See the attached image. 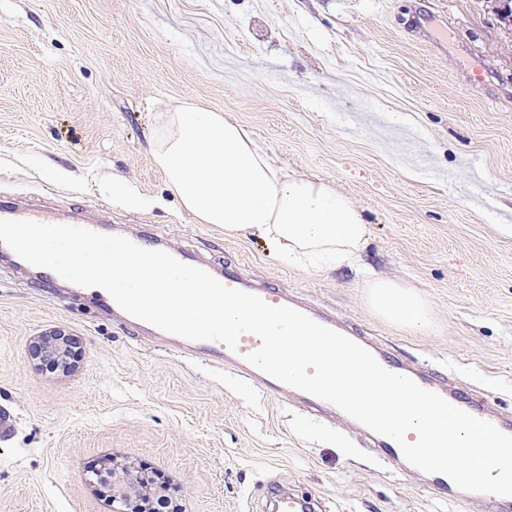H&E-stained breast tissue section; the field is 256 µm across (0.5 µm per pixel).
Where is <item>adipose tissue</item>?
I'll return each instance as SVG.
<instances>
[{"instance_id":"obj_1","label":"adipose tissue","mask_w":512,"mask_h":512,"mask_svg":"<svg viewBox=\"0 0 512 512\" xmlns=\"http://www.w3.org/2000/svg\"><path fill=\"white\" fill-rule=\"evenodd\" d=\"M153 157L182 207L225 236L255 235L288 265L360 267L366 300L384 320L432 330V309L414 285L361 268L370 227L328 184L278 167L252 134L223 113L186 104L158 116Z\"/></svg>"}]
</instances>
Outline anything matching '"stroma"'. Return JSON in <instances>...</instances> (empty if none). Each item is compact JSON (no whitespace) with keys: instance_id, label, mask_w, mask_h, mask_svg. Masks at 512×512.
<instances>
[{"instance_id":"stroma-1","label":"stroma","mask_w":512,"mask_h":512,"mask_svg":"<svg viewBox=\"0 0 512 512\" xmlns=\"http://www.w3.org/2000/svg\"><path fill=\"white\" fill-rule=\"evenodd\" d=\"M246 127L285 170L328 183L371 227L379 276L435 327L397 328L348 268L280 263L183 211L156 166L158 113ZM121 178L137 207L112 197ZM141 234L233 268L512 417V34L486 0H0V199ZM63 330L75 369L30 355ZM0 512H112L89 467L144 465L183 512H488L378 457L368 437L224 365L178 357L90 292L0 256ZM274 507L276 512L315 511V509L311 508V503L308 499L287 493H279L275 496Z\"/></svg>"}]
</instances>
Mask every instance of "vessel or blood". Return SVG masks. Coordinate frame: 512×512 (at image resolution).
Returning a JSON list of instances; mask_svg holds the SVG:
<instances>
[{"mask_svg":"<svg viewBox=\"0 0 512 512\" xmlns=\"http://www.w3.org/2000/svg\"><path fill=\"white\" fill-rule=\"evenodd\" d=\"M0 219L33 220L45 224H54L58 221L56 215L47 211L6 201H0ZM177 343L180 352L185 354H208L214 360L230 365L231 369L239 376L254 381L262 389L273 392H283L287 389L286 384L261 372L246 361V354L255 351L260 345L258 337L254 334H242L236 349L233 350L216 341H192L181 337L178 338ZM412 378L419 386L438 394L451 405L473 416H480L481 411L474 402L459 396L458 393L450 392L443 381L417 372L413 373Z\"/></svg>","mask_w":512,"mask_h":512,"instance_id":"obj_1","label":"vessel or blood"}]
</instances>
